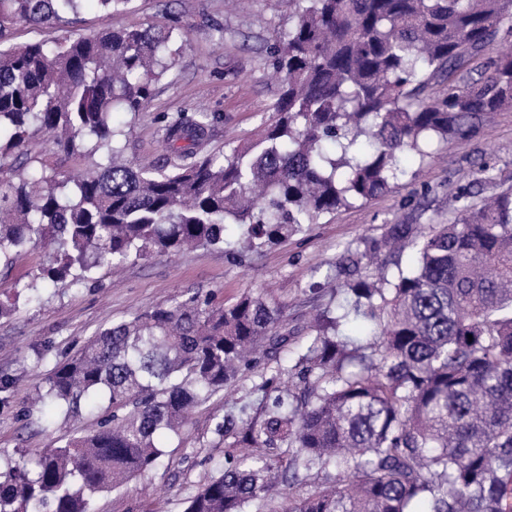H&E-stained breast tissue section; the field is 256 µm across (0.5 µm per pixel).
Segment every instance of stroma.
Wrapping results in <instances>:
<instances>
[{
	"instance_id": "35a3bbf8",
	"label": "stroma",
	"mask_w": 512,
	"mask_h": 512,
	"mask_svg": "<svg viewBox=\"0 0 512 512\" xmlns=\"http://www.w3.org/2000/svg\"><path fill=\"white\" fill-rule=\"evenodd\" d=\"M288 0H250L237 9L228 0H130L126 9L107 12L92 0L76 23L64 26L21 24L12 42L25 43L89 35L134 24L178 28L172 69L156 85L144 112L114 113L116 124L133 136L126 158L137 167L158 166L166 148L161 119L178 112H214L221 120L198 155L230 153L267 122L280 94L268 73L269 51L281 31L293 23ZM490 167L489 196L512 187V109L483 122L476 134L436 145L433 158L412 152L400 157L401 176L387 192L321 217L288 240L261 252L233 257L209 248L176 256H154L113 274L99 269L79 285L29 290L33 276L47 262L38 249L10 252L11 267L0 278V293L18 302L0 316V460L31 459L43 448L63 443L91 427L86 415L66 418L62 408L38 401L51 370L76 354L99 329L129 318L145 307L186 291L215 292L224 302L241 294H264L277 304L289 327H305L326 308H338L345 292L331 293L345 252L364 254L385 225L438 224L458 207L456 192L479 169ZM266 364L245 373L227 391L199 406L181 434L160 440L164 450L149 473L126 486L94 496L92 512H182L224 461V443L214 433L225 416L250 420L261 415L254 383L271 377Z\"/></svg>"
}]
</instances>
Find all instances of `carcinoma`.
I'll return each mask as SVG.
<instances>
[{
    "instance_id": "obj_1",
    "label": "carcinoma",
    "mask_w": 512,
    "mask_h": 512,
    "mask_svg": "<svg viewBox=\"0 0 512 512\" xmlns=\"http://www.w3.org/2000/svg\"><path fill=\"white\" fill-rule=\"evenodd\" d=\"M82 2L0 0V257L54 247L31 290L192 248L258 251L385 193L400 153L431 158L512 109L511 53L462 75L512 26V0H291L296 21L272 51L282 90L259 138L188 162L214 116L181 113L164 124L171 170L136 168L112 116L150 102L173 28L10 42L20 23H71ZM38 134L99 162L19 179ZM472 197L459 188L445 224L385 225L375 273L342 284L350 305L298 337L301 407L266 379L262 420L217 422L224 464L184 512H512V188ZM353 316L375 337L367 347L340 332ZM258 352L278 372L290 352L282 311L261 295L183 293L100 330L45 396L73 416L107 406L91 430L0 471V512H91L95 494L152 470L160 438ZM288 473L310 490L283 504L268 492Z\"/></svg>"
}]
</instances>
